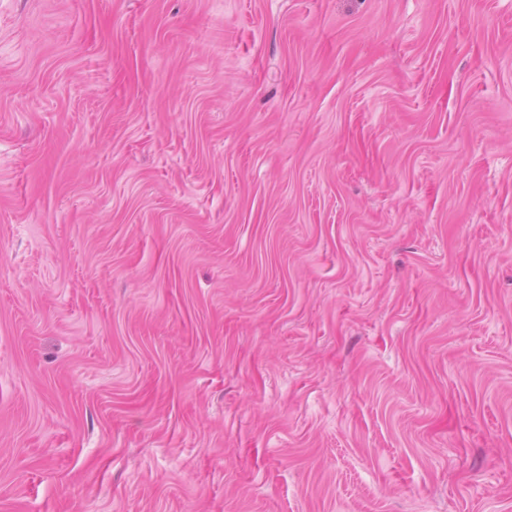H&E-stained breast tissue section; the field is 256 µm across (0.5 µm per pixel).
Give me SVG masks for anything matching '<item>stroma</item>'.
<instances>
[{"label": "stroma", "instance_id": "stroma-1", "mask_svg": "<svg viewBox=\"0 0 512 512\" xmlns=\"http://www.w3.org/2000/svg\"><path fill=\"white\" fill-rule=\"evenodd\" d=\"M0 512H512V0H0Z\"/></svg>", "mask_w": 512, "mask_h": 512}]
</instances>
